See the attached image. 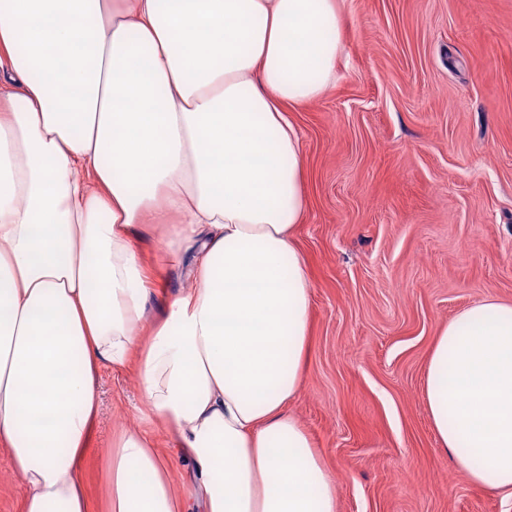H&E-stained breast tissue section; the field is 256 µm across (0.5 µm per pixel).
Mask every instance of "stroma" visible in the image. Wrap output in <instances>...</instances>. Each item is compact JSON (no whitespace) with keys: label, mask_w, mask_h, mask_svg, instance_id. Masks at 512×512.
I'll list each match as a JSON object with an SVG mask.
<instances>
[{"label":"stroma","mask_w":512,"mask_h":512,"mask_svg":"<svg viewBox=\"0 0 512 512\" xmlns=\"http://www.w3.org/2000/svg\"><path fill=\"white\" fill-rule=\"evenodd\" d=\"M335 86L290 114L301 139L311 281L309 356L288 405L335 481L337 512H512L441 448L425 401L440 329L512 303V0H346ZM164 285L191 288L159 237L138 241ZM81 477L107 512L108 451L146 431L174 487L196 482L142 416L135 367L102 370Z\"/></svg>","instance_id":"35a3bbf8"}]
</instances>
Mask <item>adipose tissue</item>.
Masks as SVG:
<instances>
[{"label":"adipose tissue","mask_w":512,"mask_h":512,"mask_svg":"<svg viewBox=\"0 0 512 512\" xmlns=\"http://www.w3.org/2000/svg\"><path fill=\"white\" fill-rule=\"evenodd\" d=\"M341 0H0V448L23 512H88L80 461L106 367L196 472L178 494L141 432L108 455V512H336L289 414L308 354L307 211L288 107L323 97ZM165 218L196 285L145 323L136 244ZM426 401L471 482L512 492V305L439 332Z\"/></svg>","instance_id":"ef3b65f1"}]
</instances>
